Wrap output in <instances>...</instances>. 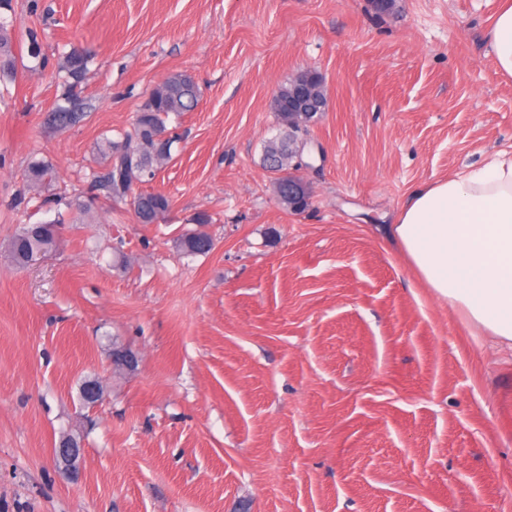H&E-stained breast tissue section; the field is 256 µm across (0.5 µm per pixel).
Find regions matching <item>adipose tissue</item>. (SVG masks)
<instances>
[{
	"instance_id": "1",
	"label": "adipose tissue",
	"mask_w": 512,
	"mask_h": 512,
	"mask_svg": "<svg viewBox=\"0 0 512 512\" xmlns=\"http://www.w3.org/2000/svg\"><path fill=\"white\" fill-rule=\"evenodd\" d=\"M489 40L498 71L512 76L511 4ZM390 237L440 300L512 346V156L413 190Z\"/></svg>"
}]
</instances>
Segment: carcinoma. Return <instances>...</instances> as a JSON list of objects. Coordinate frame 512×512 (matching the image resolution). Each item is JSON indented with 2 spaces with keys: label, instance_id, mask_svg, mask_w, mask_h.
<instances>
[{
  "label": "carcinoma",
  "instance_id": "carcinoma-1",
  "mask_svg": "<svg viewBox=\"0 0 512 512\" xmlns=\"http://www.w3.org/2000/svg\"><path fill=\"white\" fill-rule=\"evenodd\" d=\"M86 55L83 51L71 50L66 57L62 77L64 92L44 118V124L53 128L74 127L86 118V113L77 103L75 89L85 78ZM16 56L12 37L0 23V77L14 79L16 76ZM320 83L319 73L306 70L282 86L273 98L272 110L278 125V134L267 141L262 157L263 166L277 174L274 187L279 202L292 212H302L310 204V198L296 201L288 196V180L292 175L295 155L306 147L300 134L308 131V125L316 122L324 112L326 105L325 89L318 96L321 106L308 113L307 125L300 126V113L288 111V95L302 80ZM164 95L159 97L149 112L136 113L132 128L118 134L115 139L107 136L100 139L99 151L105 156L107 165L91 176L90 187L103 193L106 200L112 202L132 198L134 215L140 224H153L159 216L168 212L170 197L160 192L136 191V186L152 181L157 172L172 159V147L178 135L169 131L166 121L172 114L190 112L198 104L200 90L192 76L175 73L168 76L160 85ZM53 167L45 159L32 160L26 169V179L34 187L44 188L52 181ZM93 199L79 197L70 199L60 193L44 200L46 205L65 204L67 208L85 211ZM64 223L63 215L53 221L24 224L10 241V254L14 264L22 268L39 256L57 249L61 243L60 228ZM178 248L188 255H204L214 246L212 237L196 230L178 239Z\"/></svg>",
  "mask_w": 512,
  "mask_h": 512
}]
</instances>
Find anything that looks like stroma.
<instances>
[{
  "instance_id": "1",
  "label": "stroma",
  "mask_w": 512,
  "mask_h": 512,
  "mask_svg": "<svg viewBox=\"0 0 512 512\" xmlns=\"http://www.w3.org/2000/svg\"><path fill=\"white\" fill-rule=\"evenodd\" d=\"M502 0H8L0 81V512H512V349L449 309L389 242L412 189L512 155V77L488 40ZM35 30L41 52L25 37ZM86 118L43 119L72 48ZM325 79L312 191L283 208L262 165L271 103ZM187 73L194 110L151 184L154 224L96 200L25 268L19 225L88 191L101 135ZM215 246L179 252L198 214ZM129 261L114 265L115 252ZM132 351L116 367L113 346ZM99 380L97 406L79 400ZM81 440L74 475L61 436ZM16 56L12 37L0 23V77L13 80L16 76ZM53 167L45 159L32 160L26 169V179L34 187L44 188L52 181Z\"/></svg>"
}]
</instances>
